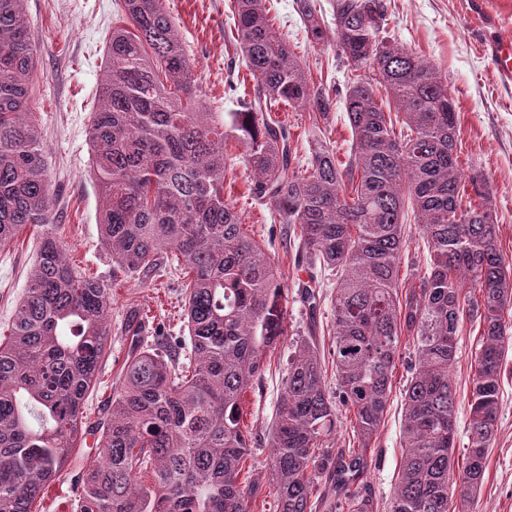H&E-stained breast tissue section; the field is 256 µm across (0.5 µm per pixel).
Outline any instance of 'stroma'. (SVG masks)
Wrapping results in <instances>:
<instances>
[{
	"label": "stroma",
	"mask_w": 512,
	"mask_h": 512,
	"mask_svg": "<svg viewBox=\"0 0 512 512\" xmlns=\"http://www.w3.org/2000/svg\"><path fill=\"white\" fill-rule=\"evenodd\" d=\"M117 0H25L30 37L38 48L31 80L29 109L39 131L53 191L54 230L70 262L112 284V340L96 389L85 401V422L103 415L130 342L123 334L127 313H146L150 327L176 343L180 356L190 351L183 321L180 268L168 267L143 280L112 281V255L102 244L98 224L100 198L91 167L88 140L96 110L108 43L122 17ZM387 36L429 59L448 83L460 121V163L465 173L479 172L488 180L498 215V237L506 259H512V86L498 74L486 49L488 39L512 41V0H386ZM278 32L283 33L313 81L344 87L346 69L333 45L312 46L297 12L296 0H268ZM178 26L194 77L206 104L215 112L239 111L256 83L230 35L227 0H163ZM243 146L227 138L224 153L235 181L225 196L245 220L249 236L270 253L283 288L291 335L268 350L266 368L242 399L241 427L251 450L241 477L248 488L247 512H278L269 473V427L284 391L295 335L313 336L321 354L333 344L329 288L318 291L316 313L303 307L304 275L312 268L308 253L298 249L287 225L274 220L248 194L251 177L242 162ZM38 230L26 227L0 246V332L8 333L25 292L35 260ZM478 326L464 322L459 353L450 373L457 385L455 453L464 456L469 420L468 398L475 372ZM414 354L411 334L400 338V359L383 424L366 456L364 476L376 512H387L402 455V404L411 378ZM500 410L485 480L472 512H512V351L500 381ZM98 451L80 448L71 468L50 485L41 499L42 512H61L74 470L95 465Z\"/></svg>",
	"instance_id": "35a3bbf8"
}]
</instances>
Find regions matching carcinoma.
<instances>
[{"mask_svg":"<svg viewBox=\"0 0 512 512\" xmlns=\"http://www.w3.org/2000/svg\"><path fill=\"white\" fill-rule=\"evenodd\" d=\"M25 0H0V246L44 228L10 333L0 337V512H32L81 446L84 401L112 335L111 297L74 267L53 232V194L29 84L38 55ZM309 40L325 38L317 0H296ZM112 28L89 146L112 268L146 278L176 254L189 270L184 320L192 358L142 343L145 318L124 325L131 348L107 402L98 464L81 471L77 512H246L239 481L248 442L241 397L288 335L269 254L224 196L227 131L245 148L250 194L302 248L336 272L328 390L316 342H296L271 430L278 512H312L317 480L336 482L335 512H375L356 485L362 453L324 447L340 408L365 450L387 412L400 336L416 345L403 404L399 479L388 512H455L480 492L497 431L512 323V261L500 248L486 179L458 163L459 118L436 66L383 34L385 0H332V41L350 75L341 101L348 161L321 137L336 88L315 83L280 35L266 0H231L235 43L256 78L241 112L210 111L182 34L163 0H122ZM314 114L317 147L298 166L280 104ZM428 248L418 286L401 291L406 220ZM479 325L468 445L455 457L457 389L450 370L465 320ZM154 482L144 486L140 476Z\"/></svg>","mask_w":512,"mask_h":512,"instance_id":"carcinoma-1","label":"carcinoma"}]
</instances>
